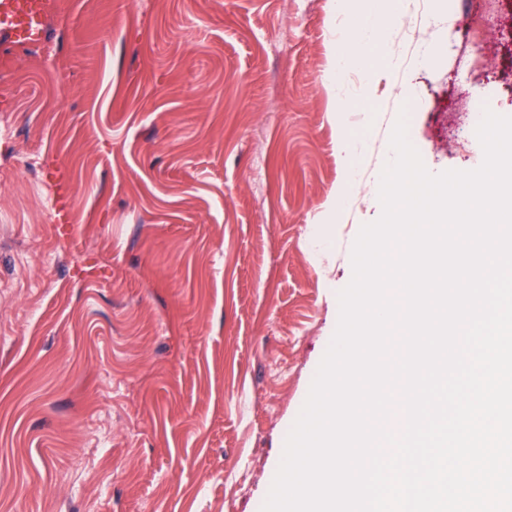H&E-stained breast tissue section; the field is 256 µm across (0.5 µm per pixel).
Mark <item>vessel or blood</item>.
<instances>
[{
	"mask_svg": "<svg viewBox=\"0 0 512 512\" xmlns=\"http://www.w3.org/2000/svg\"><path fill=\"white\" fill-rule=\"evenodd\" d=\"M49 0H0V40L38 44L47 35Z\"/></svg>",
	"mask_w": 512,
	"mask_h": 512,
	"instance_id": "b4317fda",
	"label": "vessel or blood"
}]
</instances>
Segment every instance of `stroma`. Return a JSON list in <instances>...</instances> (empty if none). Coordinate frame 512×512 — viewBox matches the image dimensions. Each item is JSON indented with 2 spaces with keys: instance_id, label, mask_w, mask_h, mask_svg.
Wrapping results in <instances>:
<instances>
[{
  "instance_id": "obj_1",
  "label": "stroma",
  "mask_w": 512,
  "mask_h": 512,
  "mask_svg": "<svg viewBox=\"0 0 512 512\" xmlns=\"http://www.w3.org/2000/svg\"><path fill=\"white\" fill-rule=\"evenodd\" d=\"M52 2L45 47L0 44V512H261L394 124L482 164L512 0H402L437 23L340 76L338 0Z\"/></svg>"
}]
</instances>
